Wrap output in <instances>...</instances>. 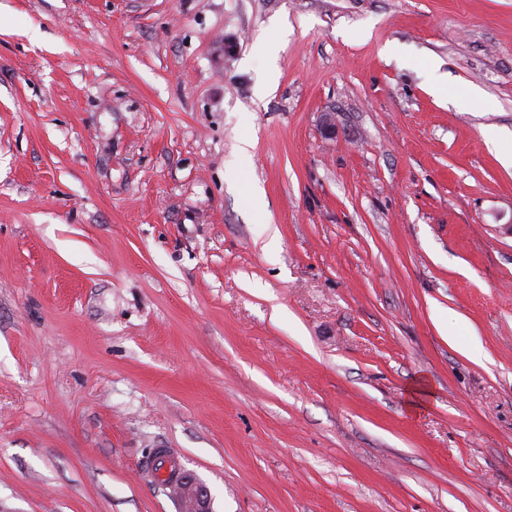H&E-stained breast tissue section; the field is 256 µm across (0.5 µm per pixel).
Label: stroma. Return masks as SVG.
<instances>
[{
    "instance_id": "35a3bbf8",
    "label": "stroma",
    "mask_w": 512,
    "mask_h": 512,
    "mask_svg": "<svg viewBox=\"0 0 512 512\" xmlns=\"http://www.w3.org/2000/svg\"><path fill=\"white\" fill-rule=\"evenodd\" d=\"M507 132L512 0H0V512H512ZM167 487L179 502L182 512H213L210 490L194 473L183 470Z\"/></svg>"
}]
</instances>
